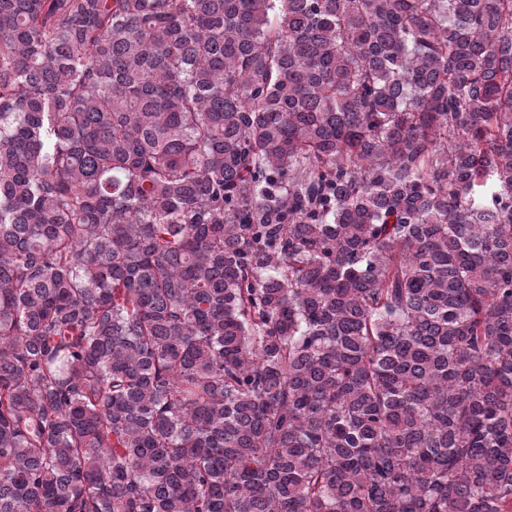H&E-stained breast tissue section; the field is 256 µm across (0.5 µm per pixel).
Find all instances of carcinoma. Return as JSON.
<instances>
[{
	"instance_id": "carcinoma-1",
	"label": "carcinoma",
	"mask_w": 512,
	"mask_h": 512,
	"mask_svg": "<svg viewBox=\"0 0 512 512\" xmlns=\"http://www.w3.org/2000/svg\"><path fill=\"white\" fill-rule=\"evenodd\" d=\"M0 512H512V0H0Z\"/></svg>"
}]
</instances>
